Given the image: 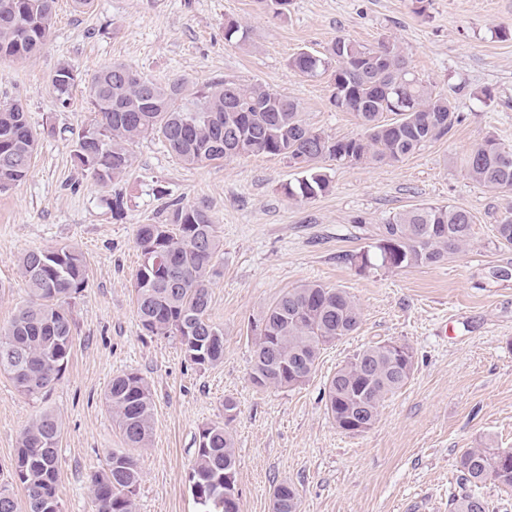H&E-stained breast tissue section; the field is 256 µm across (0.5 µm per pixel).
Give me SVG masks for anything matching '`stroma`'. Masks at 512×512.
Instances as JSON below:
<instances>
[{"label":"stroma","instance_id":"stroma-1","mask_svg":"<svg viewBox=\"0 0 512 512\" xmlns=\"http://www.w3.org/2000/svg\"><path fill=\"white\" fill-rule=\"evenodd\" d=\"M289 0L275 19L260 0H93L85 11L57 0L44 47L0 64V102L21 100L43 138L28 177L0 192V331L29 300L19 275L23 253L69 245L89 282L72 299V350L45 396H28L0 374V483H7L21 431L50 411L62 421L58 496L63 512H95L90 477L123 432L105 399L114 376L135 372L154 395L153 431L135 449L143 478L135 512H197L189 475L200 428L232 424L242 512H269L274 487L294 484L300 512H448L458 491L456 462L467 448H512V248L494 226L512 211V192L472 181L462 160L484 137L512 146V0ZM235 19L249 39H224ZM339 37L397 43L413 70L448 94L462 116L451 136L395 164L325 162L327 193L298 201L284 192L298 172L265 154L188 166L148 135L131 147L132 167L106 187L82 178L72 134L93 108L79 84L61 106L51 84L58 64L90 75L126 64L164 82L259 83L297 99L306 122L343 138L359 132L353 113L331 104L329 75L288 68L300 50L325 52ZM202 204L224 243L210 318L224 329V358L192 364L178 339L147 336L135 312L141 262L138 225L162 219L168 201ZM454 204L472 216L464 250L429 267L359 270L349 255L378 241L396 212ZM308 282L341 288L358 303L359 328L326 346L310 380L294 390H257L249 380L247 324L275 297ZM405 342L415 354L407 384L390 396L367 432L336 428L324 408L326 380L361 349Z\"/></svg>","mask_w":512,"mask_h":512}]
</instances>
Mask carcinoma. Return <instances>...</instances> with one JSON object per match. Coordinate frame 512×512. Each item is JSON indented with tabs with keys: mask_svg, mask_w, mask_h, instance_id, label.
<instances>
[{
	"mask_svg": "<svg viewBox=\"0 0 512 512\" xmlns=\"http://www.w3.org/2000/svg\"><path fill=\"white\" fill-rule=\"evenodd\" d=\"M55 0H0V60L19 61L45 44L53 26ZM229 43L243 44L247 30L236 21L224 25ZM289 68L303 77L330 74L332 104L352 112L361 132L332 138L303 118L299 102L261 84L231 80L191 87L184 78L161 84L121 63L108 65L89 80L94 118L72 141V157L83 177L101 186L122 177L132 163L130 145L153 135L187 165L250 154L281 157L299 169L295 184L284 186L293 198L308 200L330 189L322 163H396L426 144L447 136L459 120L444 94L420 78L400 48L375 46L338 37L322 55L302 51ZM82 81L69 62L58 65L52 85L61 105ZM392 118H387V115ZM18 101L0 104V190L23 182L41 136ZM469 178L503 192L512 191V149L491 136L463 159ZM163 220L138 226L135 244L141 264L135 275L136 317L149 336H177L186 356L200 366L224 358V329L209 318L216 259L221 240L216 221L202 205L173 200ZM495 238L512 246V215L495 225ZM472 218L452 205L419 204L381 225L379 243L350 260L399 270L434 266L467 246ZM30 301L0 333V373L27 395L45 392L59 380L72 349L67 305L88 285L87 265L74 247L32 250L19 261ZM356 301L340 288L308 283L281 293L250 323L253 354L250 380L259 389H294L315 371L321 350L352 335L361 323ZM414 369L410 345L369 346L338 368L323 391L325 409L336 428L360 434L377 422L386 398L399 391ZM106 402L131 448L145 447L152 434L154 399L149 383L130 372L117 375ZM237 403L224 400V423L199 431L190 488L200 512H239L234 437L230 425ZM59 419L36 418L20 435L12 481L26 497L27 512H61L57 495ZM468 448L457 458L459 491L449 512H493L478 489L489 483L512 491V450ZM142 473L137 459L124 451L109 454L91 477L96 512H135ZM270 512H299L297 488L276 485Z\"/></svg>",
	"mask_w": 512,
	"mask_h": 512,
	"instance_id": "1",
	"label": "carcinoma"
}]
</instances>
